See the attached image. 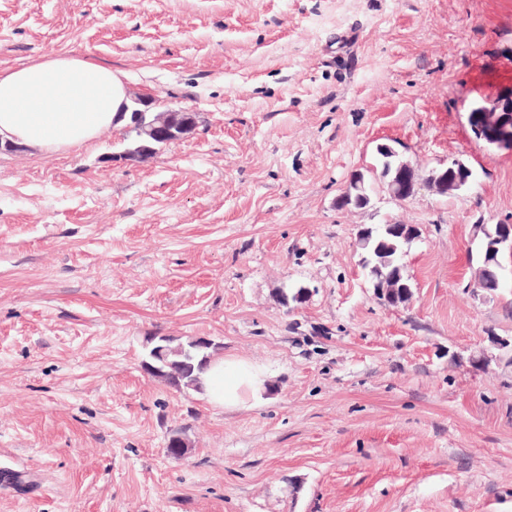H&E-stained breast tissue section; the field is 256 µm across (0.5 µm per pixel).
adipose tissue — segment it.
Segmentation results:
<instances>
[{"label":"adipose tissue","mask_w":512,"mask_h":512,"mask_svg":"<svg viewBox=\"0 0 512 512\" xmlns=\"http://www.w3.org/2000/svg\"><path fill=\"white\" fill-rule=\"evenodd\" d=\"M127 101L120 72L79 57L50 56L0 74V143L61 154L120 125ZM202 380L205 400L228 410L266 388L263 371L235 357H213Z\"/></svg>","instance_id":"1"}]
</instances>
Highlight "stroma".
Instances as JSON below:
<instances>
[{
	"label": "stroma",
	"mask_w": 512,
	"mask_h": 512,
	"mask_svg": "<svg viewBox=\"0 0 512 512\" xmlns=\"http://www.w3.org/2000/svg\"><path fill=\"white\" fill-rule=\"evenodd\" d=\"M50 54L196 126L0 152V512H512V258L476 286L512 152L469 123L512 85V0H0V74ZM380 143L473 182L337 208ZM389 220L420 230L396 307L358 244ZM150 336L214 340L263 397L150 376ZM125 128V136L130 139V148L128 151H132L137 149L138 147L145 145L150 149L145 152V156H152L155 154L162 146L172 143L165 138H157L154 136H150L144 129H128V123L124 125Z\"/></svg>",
	"instance_id": "stroma-1"
}]
</instances>
